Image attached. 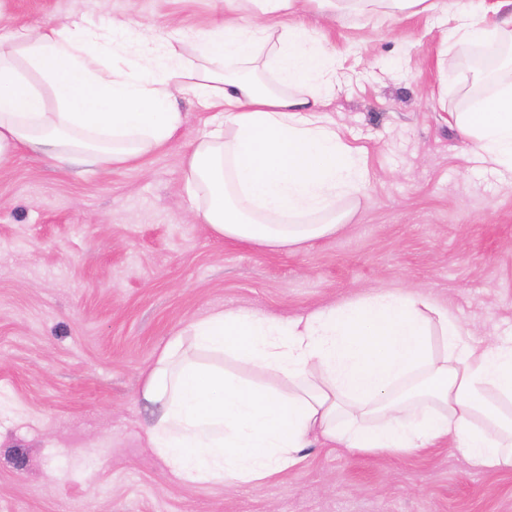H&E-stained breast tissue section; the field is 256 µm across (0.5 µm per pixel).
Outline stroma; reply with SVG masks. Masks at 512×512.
<instances>
[{
	"label": "stroma",
	"instance_id": "1",
	"mask_svg": "<svg viewBox=\"0 0 512 512\" xmlns=\"http://www.w3.org/2000/svg\"><path fill=\"white\" fill-rule=\"evenodd\" d=\"M226 17L251 22L235 0H0L1 34L122 23L133 51ZM297 20L336 52L327 112L368 172L334 236L284 253L198 223L182 160L213 115L187 96L176 137L128 163L0 162V512H512V470H474L449 439L317 444L248 485L178 481L149 446L145 377L215 309L290 317L389 289L448 308L478 345L512 336V173L449 121L492 85L463 67L475 48L447 50L437 14Z\"/></svg>",
	"mask_w": 512,
	"mask_h": 512
}]
</instances>
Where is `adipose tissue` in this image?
I'll use <instances>...</instances> for the list:
<instances>
[{"mask_svg": "<svg viewBox=\"0 0 512 512\" xmlns=\"http://www.w3.org/2000/svg\"><path fill=\"white\" fill-rule=\"evenodd\" d=\"M254 23H215L186 51L178 34L141 59L88 27L0 35V158L46 147L58 159L123 164L171 141L179 97L215 114L183 161L188 198L215 235L292 251L335 235L336 199L366 173L328 120L336 59L289 24L298 0H244ZM326 12H453L451 46L512 27L455 0H315ZM273 73V81L258 71ZM478 157L512 171V78L451 113ZM224 355L278 380L267 388L200 361ZM142 396L152 448L180 481L258 482L298 465L322 439L364 453L453 439L476 470L512 469V336L476 345L445 308L383 290L283 318L217 309L172 336Z\"/></svg>", "mask_w": 512, "mask_h": 512, "instance_id": "1", "label": "adipose tissue"}]
</instances>
